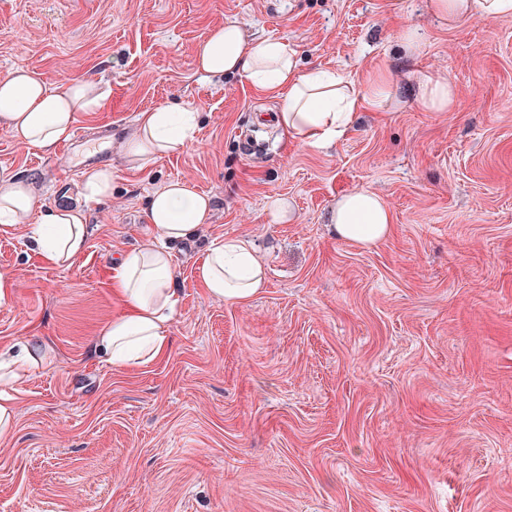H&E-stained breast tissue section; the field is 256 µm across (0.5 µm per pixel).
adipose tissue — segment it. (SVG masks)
Segmentation results:
<instances>
[{
  "mask_svg": "<svg viewBox=\"0 0 512 512\" xmlns=\"http://www.w3.org/2000/svg\"><path fill=\"white\" fill-rule=\"evenodd\" d=\"M429 8L451 26L472 18L512 16V0H429ZM196 63L207 77L238 76L280 98L275 120L281 132L313 148L339 141L362 107L386 111L399 102L397 89L388 80H379L369 93H362L340 75L301 68L287 43L249 35L233 22L208 33ZM408 93L428 112L450 111L457 97L447 78L422 72L414 73ZM101 105L102 96L92 80L52 87L24 68L0 75V125L28 146L53 150L70 139L78 113L97 111ZM197 119V112L183 107L141 113L133 135L122 145L125 161L141 168L184 147L193 137ZM36 205L30 181L0 176V223L33 219L29 239L43 261L54 267L70 265L87 247L85 211L78 205H63L40 212ZM211 212V199L181 181L153 193L147 220L157 241L127 249L114 260L110 287L121 308L93 340L95 352L112 366H142L167 353V328L178 302L169 247L192 237ZM329 222L337 238L370 247L388 235L392 215L380 195L357 189L337 198ZM197 278L210 297L236 303L251 300L268 282L252 244L235 237L208 249ZM52 360L50 348L38 337H28L0 353V385L16 384Z\"/></svg>",
  "mask_w": 512,
  "mask_h": 512,
  "instance_id": "adipose-tissue-1",
  "label": "adipose tissue"
}]
</instances>
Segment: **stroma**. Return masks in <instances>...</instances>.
<instances>
[{
    "mask_svg": "<svg viewBox=\"0 0 512 512\" xmlns=\"http://www.w3.org/2000/svg\"><path fill=\"white\" fill-rule=\"evenodd\" d=\"M238 23L281 39L302 67L366 91L424 70L457 87L448 112L409 97L362 110L335 144L276 125L241 140L278 99L207 78L196 52ZM420 27L425 46L404 52ZM52 86L85 76L105 95L80 127L108 123L112 193L81 196L80 155L0 127V175L34 181L41 206L84 204L88 246L49 267L27 223H0V348L39 336L54 362L13 385L0 439V512H512V17L451 28L426 0H0V75ZM193 107L192 141L127 167L118 143L141 112ZM172 180L214 211L174 245L180 300L160 361L116 368L91 342L117 309L110 268L155 243L148 199ZM355 189L393 215L371 248L336 239L328 214ZM271 196L288 198L271 223ZM249 241L268 270L244 304L207 297L212 244Z\"/></svg>",
    "mask_w": 512,
    "mask_h": 512,
    "instance_id": "obj_1",
    "label": "stroma"
}]
</instances>
